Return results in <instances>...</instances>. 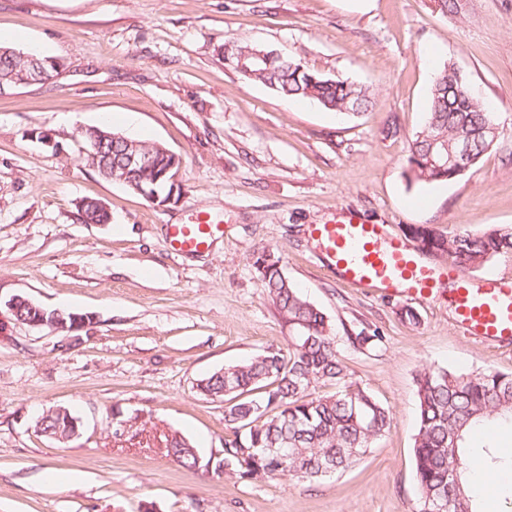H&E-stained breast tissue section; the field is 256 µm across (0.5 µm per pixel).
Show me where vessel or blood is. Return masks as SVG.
I'll return each mask as SVG.
<instances>
[{
  "mask_svg": "<svg viewBox=\"0 0 512 512\" xmlns=\"http://www.w3.org/2000/svg\"><path fill=\"white\" fill-rule=\"evenodd\" d=\"M219 232V225L202 218L168 227L170 244L178 253L206 250ZM312 235L347 286L373 288L408 302L449 284L448 302L462 335L482 343L512 344V276L489 273L475 282L460 271L423 264L405 242L386 237L383 225L370 223L355 211L313 228Z\"/></svg>",
  "mask_w": 512,
  "mask_h": 512,
  "instance_id": "1",
  "label": "vessel or blood"
}]
</instances>
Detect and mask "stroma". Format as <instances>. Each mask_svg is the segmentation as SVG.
Here are the masks:
<instances>
[{"label": "stroma", "mask_w": 512, "mask_h": 512, "mask_svg": "<svg viewBox=\"0 0 512 512\" xmlns=\"http://www.w3.org/2000/svg\"><path fill=\"white\" fill-rule=\"evenodd\" d=\"M0 31L62 63L0 96V512H417L419 370L512 373V346L462 336L441 302L414 303L420 322L405 323L401 303L325 267L311 230L351 207L397 237L512 226V0H466L456 17L431 0H0ZM227 40L351 77L374 102L352 117L282 98L225 66ZM450 62L492 106L499 143L451 182L411 185L409 144ZM105 123L179 157L175 204L87 161L79 133ZM86 198L109 223L81 222ZM201 213L223 234L205 252L173 251L168 225ZM262 247L329 318L349 376L393 414L365 459L313 482L243 484L210 464L224 402L198 382L294 335L251 267ZM17 296L86 321L18 322ZM364 328L377 340L352 346ZM59 406L80 420L65 442L37 426ZM174 431L197 448L196 469L167 457Z\"/></svg>", "instance_id": "obj_1"}]
</instances>
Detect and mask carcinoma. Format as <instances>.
I'll return each instance as SVG.
<instances>
[{
  "label": "carcinoma",
  "mask_w": 512,
  "mask_h": 512,
  "mask_svg": "<svg viewBox=\"0 0 512 512\" xmlns=\"http://www.w3.org/2000/svg\"><path fill=\"white\" fill-rule=\"evenodd\" d=\"M443 16H457L462 0H433ZM224 64L242 78L261 83L285 99L308 98L341 114L361 111L371 104L368 89L347 77L327 76L310 70L302 59L259 46L224 42ZM14 63L0 53V86L14 84ZM464 73L445 65L433 79L427 118L414 134L407 157L410 184L448 182L457 175L430 161L464 144L471 164L492 150L497 141L486 131L494 121L478 97L465 98ZM150 153L156 168L129 169L126 186L158 194L156 205L173 191L170 175H162L171 161L157 143L126 136L106 141L91 163L100 171L123 174L131 154ZM85 224H106L107 212L94 199L78 209ZM406 234L419 250L447 257L462 270H478L502 255L512 253V227H493L481 234L445 236L428 225H412ZM251 266L261 287L279 313L295 330L288 352L266 351L228 364L198 384L206 396L224 398L223 457L216 465L242 483L258 477L295 476L316 481L345 471L361 461L385 435L391 412L360 384L348 380L329 320L316 305L280 273L281 257L269 248L253 252ZM336 385L331 394L315 396L316 384ZM417 433L414 439L415 479L419 512L435 504L451 503L447 512H477L466 486L475 431L490 422H512V373L485 369L457 373L426 366L416 378ZM66 417L55 409L43 415L41 432L56 441L70 438ZM166 452L183 468L197 467L196 448L182 435L166 437ZM249 448L251 452L244 453Z\"/></svg>",
  "instance_id": "1"
}]
</instances>
